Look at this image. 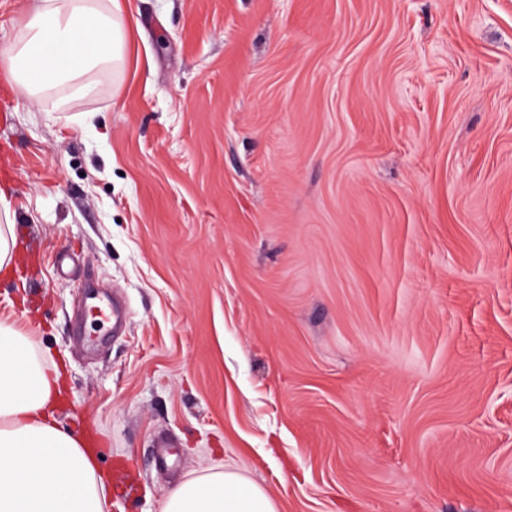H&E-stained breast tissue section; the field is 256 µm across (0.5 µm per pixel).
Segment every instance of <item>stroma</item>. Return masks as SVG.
Masks as SVG:
<instances>
[{"label":"stroma","instance_id":"1","mask_svg":"<svg viewBox=\"0 0 512 512\" xmlns=\"http://www.w3.org/2000/svg\"><path fill=\"white\" fill-rule=\"evenodd\" d=\"M127 2L65 100L16 88L0 0V321L132 469L106 512L214 468L278 512H512V0ZM19 267L20 252L16 224H0V276L11 279Z\"/></svg>","mask_w":512,"mask_h":512}]
</instances>
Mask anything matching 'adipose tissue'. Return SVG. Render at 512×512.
Instances as JSON below:
<instances>
[{
    "mask_svg": "<svg viewBox=\"0 0 512 512\" xmlns=\"http://www.w3.org/2000/svg\"><path fill=\"white\" fill-rule=\"evenodd\" d=\"M132 19L120 0H38L13 45L10 75L37 97L65 88L88 96L90 74L123 59ZM59 369H46L27 337L0 322V512H104L108 478L55 408ZM163 512H277L259 486L211 470L177 487Z\"/></svg>",
    "mask_w": 512,
    "mask_h": 512,
    "instance_id": "1",
    "label": "adipose tissue"
}]
</instances>
